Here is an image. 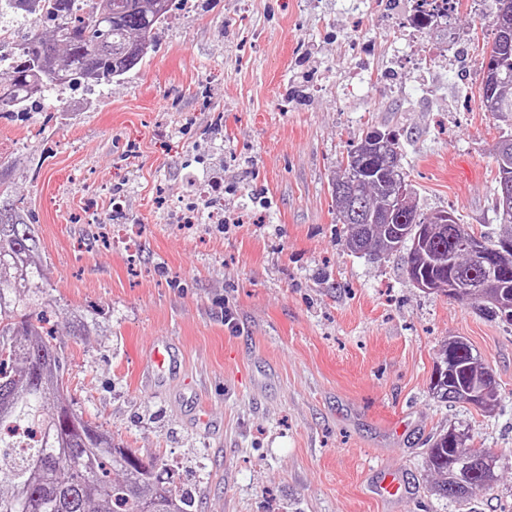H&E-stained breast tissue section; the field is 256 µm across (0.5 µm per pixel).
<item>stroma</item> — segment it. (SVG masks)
<instances>
[{
	"label": "stroma",
	"mask_w": 512,
	"mask_h": 512,
	"mask_svg": "<svg viewBox=\"0 0 512 512\" xmlns=\"http://www.w3.org/2000/svg\"><path fill=\"white\" fill-rule=\"evenodd\" d=\"M414 7L191 0L139 69L0 114V182L39 236L66 398L166 464L191 512H512V325L416 288L402 253L354 254L333 209L341 161L379 128L423 212L500 229L502 124L477 93L493 5L419 29ZM199 182L221 185L224 223L179 224ZM114 224L139 225L135 258ZM457 338L497 382L493 413L430 391ZM164 342L172 363L150 374ZM459 423L501 458L468 501L436 495L425 463Z\"/></svg>",
	"instance_id": "1"
}]
</instances>
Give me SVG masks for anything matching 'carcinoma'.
Returning <instances> with one entry per match:
<instances>
[{
	"label": "carcinoma",
	"mask_w": 512,
	"mask_h": 512,
	"mask_svg": "<svg viewBox=\"0 0 512 512\" xmlns=\"http://www.w3.org/2000/svg\"><path fill=\"white\" fill-rule=\"evenodd\" d=\"M31 0H0V23L26 28ZM45 0L50 35L24 34L7 72H0V112H26L46 93L68 87L108 85L139 66L168 19L174 0ZM495 33L483 50L478 94L485 111L505 123L494 146L497 198H512V15H494ZM404 177L396 135L371 130L348 151L332 180L338 220L347 245L360 255L397 252L424 228L421 244L407 257L415 275L448 281L465 275L484 280V260L463 251L475 236L492 249L512 241V222L492 239L467 224H441L439 213L422 212L411 198L390 204L389 186ZM39 241L24 208L0 186V512H187L189 498L161 478L157 462L144 461L77 414L63 397L65 358L44 338L43 312L53 307ZM503 277L487 292L512 301V253ZM430 390L447 404L471 403L473 393L494 382L480 356L463 340L442 350ZM43 437L19 460L7 456L3 431L18 426ZM427 467L439 480L435 493L466 500L498 481L499 457L471 444L469 426L448 428L430 441Z\"/></svg>",
	"instance_id": "carcinoma-1"
}]
</instances>
